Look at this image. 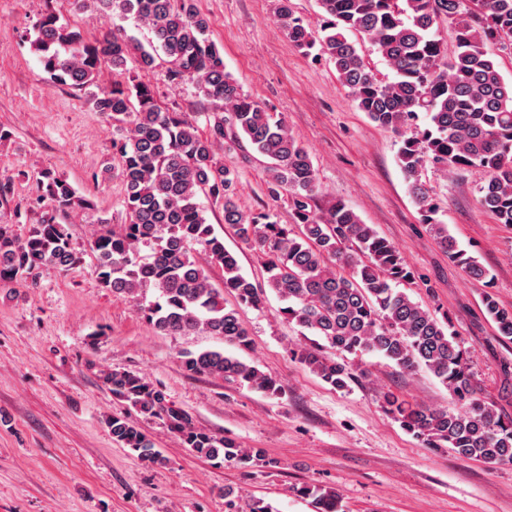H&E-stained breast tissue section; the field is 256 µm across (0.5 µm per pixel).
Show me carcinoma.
Returning a JSON list of instances; mask_svg holds the SVG:
<instances>
[{"label":"carcinoma","mask_w":512,"mask_h":512,"mask_svg":"<svg viewBox=\"0 0 512 512\" xmlns=\"http://www.w3.org/2000/svg\"><path fill=\"white\" fill-rule=\"evenodd\" d=\"M278 2L276 25L292 46L307 55L315 49L331 61L357 108L400 135L399 166L422 223L434 231L448 258L492 287L490 270L437 222L419 175L427 162L445 174L480 171V205L497 223L512 226V82L485 50L488 44L512 49V0H319L326 21L318 33L295 15L290 0ZM93 5L108 21L132 18L146 26L150 45L119 28L90 42L80 30L46 14L34 24L32 49L52 82L81 91L114 129L112 149L125 186L128 222L117 230L103 228L95 237V272L103 287L132 298L138 314L160 332L221 336L243 351L252 339L238 308H261L269 289L285 302L286 322L299 327L302 336L318 337L300 351L299 360L325 383L342 391L355 380L352 364L336 359L338 353L377 354L409 373L424 367L448 389L454 407H425L387 391L381 395L385 412L433 448L512 464V418H503L477 396L468 357L448 326L400 289L415 275L399 250L346 204L325 212L318 208L319 182L309 154L285 120L244 93L225 70L224 56L210 38L212 22L197 11L195 0H93ZM443 22L455 30L451 57L439 36ZM352 34L381 55L389 73L368 65ZM159 50L172 65L168 80L193 84L213 105L203 113L206 133L185 113L161 109L150 83L126 81L129 60L149 72ZM106 63L113 82L101 89L98 76ZM217 145L247 146L267 159L266 195L288 197L293 223H279L264 207L245 210L237 203L239 172L217 160ZM35 194L63 214L91 206L52 172L36 180ZM201 195L221 207L224 223L242 243L263 255L267 288L241 272L238 255L206 223ZM197 247L209 267L196 261ZM77 262L66 225L53 215L22 234L13 224H0V281ZM214 267L222 271L219 287L210 275ZM226 295L235 306L224 304ZM482 305L498 335L512 340V309L488 291ZM181 363L191 375L224 378L268 395L280 391L272 376L221 350L186 351ZM103 381L141 414L163 418L199 457L244 468L272 464L258 449L197 429L189 413L168 404L137 374L113 370ZM108 424L121 447L162 462L130 418L114 416ZM296 492L312 500L317 512H340V495L332 489L305 484Z\"/></svg>","instance_id":"obj_1"}]
</instances>
